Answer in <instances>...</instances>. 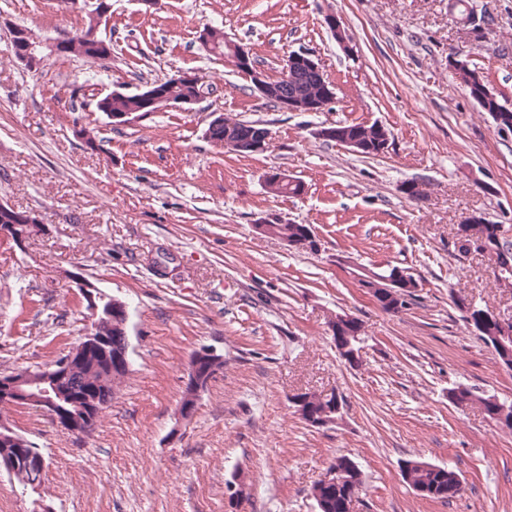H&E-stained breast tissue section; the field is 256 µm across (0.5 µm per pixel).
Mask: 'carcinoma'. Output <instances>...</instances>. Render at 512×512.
Listing matches in <instances>:
<instances>
[{"instance_id": "carcinoma-1", "label": "carcinoma", "mask_w": 512, "mask_h": 512, "mask_svg": "<svg viewBox=\"0 0 512 512\" xmlns=\"http://www.w3.org/2000/svg\"><path fill=\"white\" fill-rule=\"evenodd\" d=\"M203 51L208 55L224 56L227 48L224 44V31L215 33L211 41L202 45ZM58 53L81 58L87 62H96L102 56L112 55V49L87 41H77L69 38L63 41V46ZM192 79H182L176 76L166 78L158 83L145 82V85L135 93L112 91V95H106L97 101V109L100 112H133L140 116H146L155 112L144 98V94L150 88L156 89L166 97L174 100L187 98L194 95L202 88L201 78L194 72L190 73ZM261 128V125L240 119L224 118V124L210 130V140L222 142L228 133H246ZM310 228L308 224H293L291 222L277 224L279 235L290 240L301 237L304 231ZM498 225L482 216L475 224L461 225V237L465 241L480 240L490 246L497 257H505L509 263L501 266L497 281L506 288H512V240L504 234H496ZM418 288L417 280L410 281V287L404 291V295H398V291L381 283V288L373 293V297L380 307L388 312L398 313L407 309L409 301L416 297ZM461 311V318L466 327L478 336L483 342L496 335L498 323L493 319L479 320L478 315L488 312V309H475L464 304L460 300L455 302ZM338 329L334 332L333 341L339 356L344 358L350 354V349L358 350L364 341L362 322L353 317L347 321L339 320L336 323ZM77 362L70 379V385L76 395H97L105 402L112 401L114 392L122 382L125 374L118 377L110 375L94 352H86L74 358ZM313 400L304 405V409L313 414L320 415L327 409H333L344 404V400L338 394L332 392L324 397L314 393ZM448 402L458 410H465L476 406L484 415L504 428L512 430V402L508 403L494 394H490L474 385L459 383L448 389ZM20 444L15 448L16 456L20 461L22 476L17 481L25 486L41 483L45 467L35 464L31 458V448L28 439L18 436ZM400 465L407 466L406 475L402 480L412 489H421V496L433 500L451 501L458 497L457 486L461 474L449 464H436L418 459H406ZM328 470L334 471L330 483L323 484L316 481L311 487L318 504V512H347L346 505L359 497L364 490L363 472L357 462L352 458L340 454L332 459Z\"/></svg>"}]
</instances>
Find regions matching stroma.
I'll return each instance as SVG.
<instances>
[{
  "mask_svg": "<svg viewBox=\"0 0 512 512\" xmlns=\"http://www.w3.org/2000/svg\"><path fill=\"white\" fill-rule=\"evenodd\" d=\"M472 3L476 27L448 0H160L150 11L112 0L100 28L111 59L54 53L36 71L0 27V201L45 226L25 248L0 243V372L50 365L84 336L71 275L130 306V372L90 434H66L34 407L0 412L47 462L33 488L0 473V512H316L310 488L339 454L363 471L356 512H512V431L448 401L460 383L512 401V370L456 307L512 319V288L498 286L490 258L454 247L469 215L512 231V132L498 131L448 66L469 61L512 108V0ZM331 14L351 52L331 36ZM5 20L46 42L86 27L79 0H0ZM207 25L273 77L289 52L311 51L335 101L320 112L266 103L200 50ZM180 71L209 87L188 108L124 126L96 108L111 91ZM215 112L261 121L267 151L210 142ZM336 122L382 124L387 151L365 158L314 136ZM83 126L103 151L85 148ZM272 171L300 180L303 194L268 193ZM412 180L423 200L400 193ZM261 216L311 225L321 252L256 236ZM362 267L411 269L416 301L382 310L358 282ZM340 312L368 337L360 366L336 354L329 322ZM205 346L223 352L224 368L182 423L189 360ZM305 391L344 398L336 424L298 417L291 399ZM408 458L454 465L461 496L418 495L400 475Z\"/></svg>",
  "mask_w": 512,
  "mask_h": 512,
  "instance_id": "obj_1",
  "label": "stroma"
}]
</instances>
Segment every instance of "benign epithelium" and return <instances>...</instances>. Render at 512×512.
<instances>
[{"instance_id":"1","label":"benign epithelium","mask_w":512,"mask_h":512,"mask_svg":"<svg viewBox=\"0 0 512 512\" xmlns=\"http://www.w3.org/2000/svg\"><path fill=\"white\" fill-rule=\"evenodd\" d=\"M327 26L336 43L345 52L350 50L341 21L334 15L327 18ZM9 44L14 46L17 60L27 68H36L41 63V53L52 50L55 45L44 42L17 25L6 26ZM228 53L224 55V62L237 72L248 77L253 85L254 92L263 100L271 99L282 109L288 112H321L336 99L334 85L328 80L314 54L307 50L292 51L286 59L287 69L292 73H308L313 75L321 86L318 98L303 99L298 95H290L281 88H272L267 84V74L253 63V55L245 45L230 39H225ZM154 104L163 110L183 109L202 99L203 94L179 101H169L154 91L148 94ZM315 136L333 137L336 144L348 151L363 155L379 150L386 151L389 145V133L380 128L381 139L371 144L356 134L342 130L335 125H321L314 131ZM269 132L258 131L252 137L229 139L224 147L245 155L266 149ZM42 230V225L30 215L18 217L16 224H0V240L14 243L24 248L28 240ZM73 283L81 291L87 302V308L93 322L88 332L81 340L80 348L94 349L102 359L112 362V366L122 369L129 366V341L127 323L129 319V305L113 298L107 299V293L94 286L91 282L80 276H73ZM119 320L122 331L121 344L118 350H113L112 342L105 336L97 335L100 314ZM502 328V335L494 337L498 349L505 361L512 360V322L497 318ZM222 361L216 349L202 347L191 356L188 366V379L184 387L183 397L187 405L178 409L179 418L187 421L192 418L200 393L208 386L213 376L218 372L217 364ZM72 358H65L45 368H39L16 373L4 372L0 374V399L10 402L12 406L35 405L48 415L60 430L70 435H81V426L90 424V415L99 412L104 404L94 398H87L82 403L75 404L76 410L71 411L64 406L70 398L68 379L72 373Z\"/></svg>"}]
</instances>
